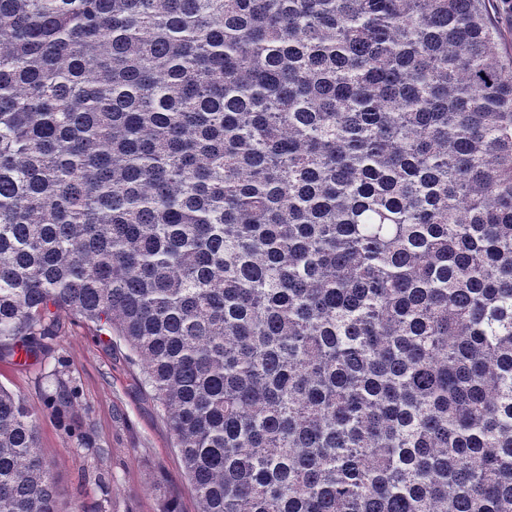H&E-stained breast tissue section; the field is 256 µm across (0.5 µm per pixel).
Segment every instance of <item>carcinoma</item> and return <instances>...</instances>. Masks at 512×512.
<instances>
[{"instance_id":"1","label":"carcinoma","mask_w":512,"mask_h":512,"mask_svg":"<svg viewBox=\"0 0 512 512\" xmlns=\"http://www.w3.org/2000/svg\"><path fill=\"white\" fill-rule=\"evenodd\" d=\"M486 0H0V348L141 363L198 512H512V58ZM0 386V512H58Z\"/></svg>"}]
</instances>
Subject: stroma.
I'll list each match as a JSON object with an SVG mask.
<instances>
[{"label":"stroma","instance_id":"stroma-1","mask_svg":"<svg viewBox=\"0 0 512 512\" xmlns=\"http://www.w3.org/2000/svg\"><path fill=\"white\" fill-rule=\"evenodd\" d=\"M0 385L40 412L60 512H197L162 411L123 343L61 315L37 358L0 349Z\"/></svg>","mask_w":512,"mask_h":512}]
</instances>
